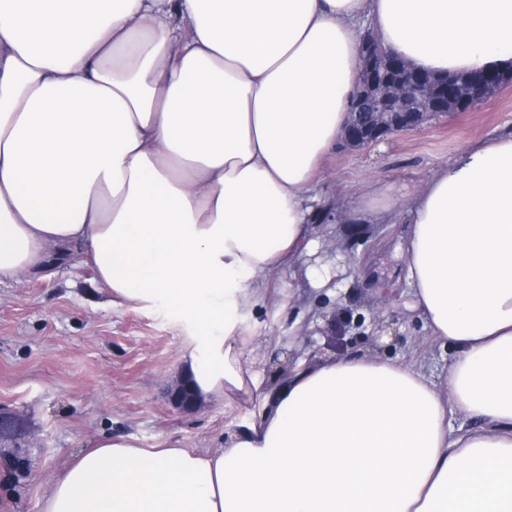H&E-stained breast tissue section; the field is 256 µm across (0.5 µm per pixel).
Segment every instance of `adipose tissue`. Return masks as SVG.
<instances>
[{
    "mask_svg": "<svg viewBox=\"0 0 512 512\" xmlns=\"http://www.w3.org/2000/svg\"><path fill=\"white\" fill-rule=\"evenodd\" d=\"M364 21L423 72L512 69V0H0V283L80 251L120 303L204 328L198 399L262 393L220 448L96 442L43 512H512V132L404 209L351 202L404 223L444 378L358 355L271 383L246 353L255 282L308 239Z\"/></svg>",
    "mask_w": 512,
    "mask_h": 512,
    "instance_id": "1",
    "label": "adipose tissue"
}]
</instances>
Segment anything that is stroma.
Returning <instances> with one entry per match:
<instances>
[{
  "label": "stroma",
  "mask_w": 512,
  "mask_h": 512,
  "mask_svg": "<svg viewBox=\"0 0 512 512\" xmlns=\"http://www.w3.org/2000/svg\"><path fill=\"white\" fill-rule=\"evenodd\" d=\"M512 132V85L471 112H451L416 133L358 148L336 145L313 188L311 245L256 285L247 321L253 355L269 376L298 360H344L367 352L412 359L446 374L448 353L429 340L413 306L403 227L346 202L404 206L417 186L467 146ZM199 327L164 302L137 309L113 302L92 267L51 259L19 282L0 284V411L26 431L0 448V512H42L43 496L71 459L106 435L144 448H218L241 413L216 399L182 410L170 392Z\"/></svg>",
  "instance_id": "stroma-1"
}]
</instances>
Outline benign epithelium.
<instances>
[{
  "label": "benign epithelium",
  "instance_id": "1",
  "mask_svg": "<svg viewBox=\"0 0 512 512\" xmlns=\"http://www.w3.org/2000/svg\"><path fill=\"white\" fill-rule=\"evenodd\" d=\"M360 80L353 95L350 118L342 140L347 145H370L388 134L421 129L438 113L475 109L500 86L512 82V71L474 70L466 74L461 91L440 95L422 84L404 60L383 49L378 35L365 31L359 48Z\"/></svg>",
  "mask_w": 512,
  "mask_h": 512
}]
</instances>
